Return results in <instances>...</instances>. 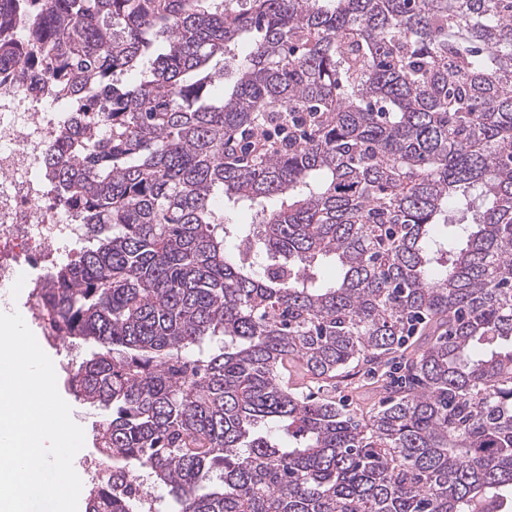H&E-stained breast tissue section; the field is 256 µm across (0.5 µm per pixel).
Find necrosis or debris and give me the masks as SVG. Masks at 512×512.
<instances>
[{"label": "necrosis or debris", "mask_w": 512, "mask_h": 512, "mask_svg": "<svg viewBox=\"0 0 512 512\" xmlns=\"http://www.w3.org/2000/svg\"><path fill=\"white\" fill-rule=\"evenodd\" d=\"M65 126L59 100L0 74V286L23 280L35 318L41 291L51 285L46 269L84 236L45 173L46 155Z\"/></svg>", "instance_id": "1"}]
</instances>
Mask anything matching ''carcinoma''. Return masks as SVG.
<instances>
[{
  "label": "carcinoma",
  "mask_w": 512,
  "mask_h": 512,
  "mask_svg": "<svg viewBox=\"0 0 512 512\" xmlns=\"http://www.w3.org/2000/svg\"><path fill=\"white\" fill-rule=\"evenodd\" d=\"M3 71L101 124L46 157L86 512H512V0H0ZM63 372L60 374L56 373L57 376V388L62 396V398L69 404L71 407V416L75 423L80 425L85 434V443L83 448L75 455L73 459V467L75 471L78 473L79 477L82 480V490L79 497V502L81 504V508L79 512H84L85 510V497L87 493V475L84 470L85 466V458L88 455H92L93 445H92V435H93V426L95 424H99V421L103 419L102 415L97 414L94 411L87 409L84 405L75 401L74 397L67 394L62 387V376Z\"/></svg>",
  "instance_id": "1"
}]
</instances>
